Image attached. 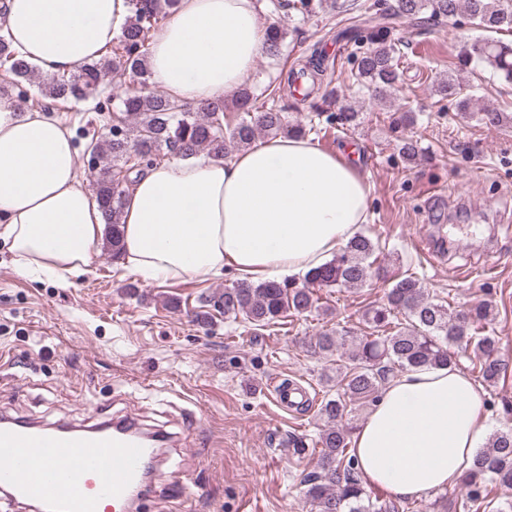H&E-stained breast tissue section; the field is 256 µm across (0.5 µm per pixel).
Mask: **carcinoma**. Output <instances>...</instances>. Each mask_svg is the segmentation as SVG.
I'll list each match as a JSON object with an SVG mask.
<instances>
[{
  "instance_id": "1",
  "label": "carcinoma",
  "mask_w": 512,
  "mask_h": 512,
  "mask_svg": "<svg viewBox=\"0 0 512 512\" xmlns=\"http://www.w3.org/2000/svg\"><path fill=\"white\" fill-rule=\"evenodd\" d=\"M130 22L116 42L100 58L84 63L68 76H52L40 89L42 96L69 103L72 107L94 102L93 112L105 111L106 78L127 75L130 87L118 96L112 110V124L103 139L89 144L96 171L94 187L106 224V247L117 259L123 248L121 215L126 192L138 173L172 157L188 159L204 152L226 159L235 151L252 145L257 134L276 137L291 134L303 137L314 127L300 123L289 125L286 107L309 104L315 116H322L316 102L322 79L329 68L326 55L313 48L310 56L300 59L287 75V85L305 79L310 90L289 105L283 102L281 84H270L261 94L251 88H239L231 100L224 98L194 105L179 102L151 90V74L146 54L155 32L170 16L176 0H128ZM277 9H288L305 20L326 8L336 15L352 14L350 25L336 33V39L352 43V76L370 95L380 101L394 98L398 88L399 57L395 51L392 19L406 17L421 26L445 22L460 13L477 28L495 34L512 33V0H394L375 12L362 9L357 0H278ZM292 30L284 23L265 30V56L280 60L288 47ZM461 69L482 67L493 75L512 81V44L486 37L463 45L458 57ZM0 98L14 99L24 105L32 100L29 86L36 70L17 56L5 33L0 31ZM443 98L456 100L458 110L471 111L473 95L464 92L463 83L448 77L437 84ZM237 113L232 125L224 124L225 113ZM362 113L349 106L339 114L325 116V124L354 128L361 124ZM477 120L487 127L507 123V114L496 108L477 109ZM416 115L402 111L393 119L396 148L406 161L421 156L422 148L403 131L412 126ZM379 245L364 235L353 236L331 260L306 276L309 284L320 288H359L372 277V257ZM205 301L226 315L242 316L248 323L265 327L285 314H298L314 308L310 289L288 282H236ZM493 309L485 303L467 308L435 301L422 283L404 276L393 280L385 301L366 313L374 332L353 336V348L346 351V337L335 330L319 334L315 349L334 358L336 394H329L319 404L317 413L326 423L319 437L320 451L316 469L308 476V497L313 512H399L395 504L371 496L355 472L349 445L353 435L347 422L351 406L378 398V392L397 372L416 368L456 367L450 347L472 351L473 370L488 385L496 383L505 367L497 337L486 333ZM460 483L465 490L463 509L489 508L495 488L512 489V428L495 431L489 447L478 452Z\"/></svg>"
}]
</instances>
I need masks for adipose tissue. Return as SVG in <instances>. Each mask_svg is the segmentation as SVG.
<instances>
[{
    "instance_id": "ef3b65f1",
    "label": "adipose tissue",
    "mask_w": 512,
    "mask_h": 512,
    "mask_svg": "<svg viewBox=\"0 0 512 512\" xmlns=\"http://www.w3.org/2000/svg\"><path fill=\"white\" fill-rule=\"evenodd\" d=\"M131 16L127 0H0V30L42 75L99 58ZM260 0H177L147 66L179 100L248 84L262 54ZM369 186L346 150L281 135L229 159H172L129 187L120 262L151 281L300 278L366 223ZM106 226L69 128L54 111L0 99V242L15 271L67 287L86 273ZM483 393L455 368L390 379L351 450L365 483L418 499L453 485L488 435Z\"/></svg>"
}]
</instances>
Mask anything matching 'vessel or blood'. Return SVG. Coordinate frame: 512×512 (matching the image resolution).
I'll list each match as a JSON object with an SVG mask.
<instances>
[{
  "label": "vessel or blood",
  "mask_w": 512,
  "mask_h": 512,
  "mask_svg": "<svg viewBox=\"0 0 512 512\" xmlns=\"http://www.w3.org/2000/svg\"><path fill=\"white\" fill-rule=\"evenodd\" d=\"M162 440L134 420L84 428L0 425V489L38 512H133L147 488V465L162 467Z\"/></svg>",
  "instance_id": "1"
}]
</instances>
